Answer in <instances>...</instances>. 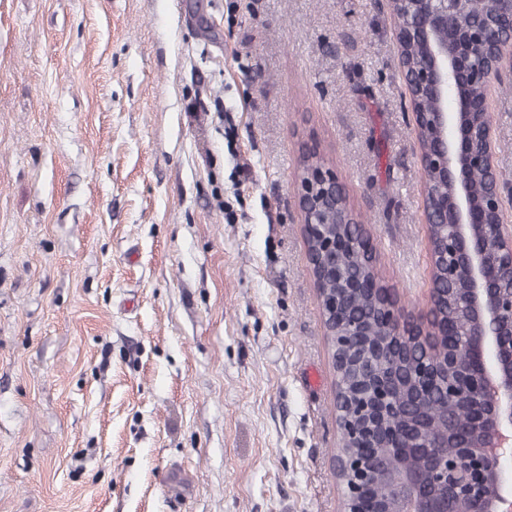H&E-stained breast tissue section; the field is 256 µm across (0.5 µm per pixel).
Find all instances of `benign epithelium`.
I'll use <instances>...</instances> for the list:
<instances>
[{
	"instance_id": "7a95c632",
	"label": "benign epithelium",
	"mask_w": 512,
	"mask_h": 512,
	"mask_svg": "<svg viewBox=\"0 0 512 512\" xmlns=\"http://www.w3.org/2000/svg\"><path fill=\"white\" fill-rule=\"evenodd\" d=\"M385 6L415 131L425 224L446 229L437 244L427 238L428 251L446 268L448 282L461 286L467 341L454 340L434 317L436 282L416 314L405 312L380 283L373 242L315 143L302 146L298 171L306 259L337 377L370 344L347 324L345 297L320 283L336 279V256L356 252L369 257V274L352 288L372 293L384 335L396 337V345L410 340L424 347L448 337L447 360L417 366L424 390L454 372L448 398L474 390L478 405L468 425L456 430L457 451L450 454L446 429L414 448L409 435L382 424L401 386L395 372L377 369L353 391L336 383L341 450L332 467L343 488L341 512H370L364 496L372 489L385 495L381 512H512V184L498 168L489 103L492 90L512 80V0H484L478 18L467 17L469 0H385ZM415 43L421 55L409 65L407 50ZM322 224L350 232L326 236ZM357 446L370 447L366 459L353 451Z\"/></svg>"
}]
</instances>
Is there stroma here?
<instances>
[{
  "label": "stroma",
  "instance_id": "stroma-1",
  "mask_svg": "<svg viewBox=\"0 0 512 512\" xmlns=\"http://www.w3.org/2000/svg\"><path fill=\"white\" fill-rule=\"evenodd\" d=\"M404 95L382 0H0V512H340L298 147L418 312Z\"/></svg>",
  "mask_w": 512,
  "mask_h": 512
}]
</instances>
